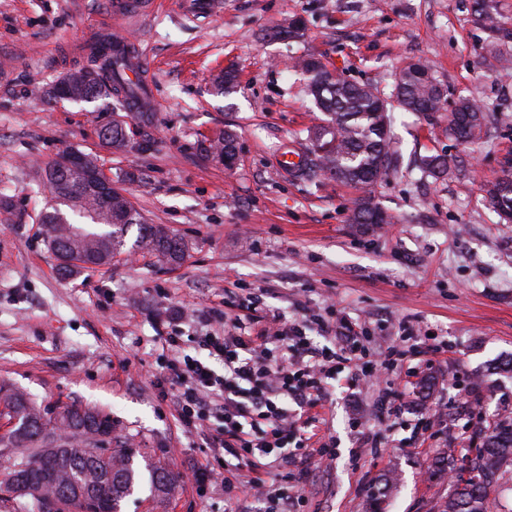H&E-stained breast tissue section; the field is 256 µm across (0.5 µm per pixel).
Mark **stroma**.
<instances>
[{
	"label": "stroma",
	"mask_w": 512,
	"mask_h": 512,
	"mask_svg": "<svg viewBox=\"0 0 512 512\" xmlns=\"http://www.w3.org/2000/svg\"><path fill=\"white\" fill-rule=\"evenodd\" d=\"M111 0H0V385L24 392L48 413L95 405L142 461L165 466L173 491L153 499L135 490L124 512H258L253 492L228 497L221 485L199 494L188 476L223 468L206 434L178 422L174 389L157 360L160 330L176 313L182 353L225 289H244L316 335L327 303L359 323L374 350H417L427 368L406 388L387 428L375 416L378 392L328 384L320 434L336 444L328 466L292 458L290 495L302 512H442L456 489L440 460L463 457L478 429L512 424V224L499 223L483 192L512 153V68L484 56L486 35L471 21L472 0H221L194 14L165 0L135 24L115 21ZM298 19L304 35L273 37ZM104 31L145 55L154 86L144 121L117 97L47 103L52 87L88 64L79 42ZM314 55L353 82L394 96L410 60L427 64L449 101L468 98L501 109L488 138L463 147L443 117L393 104L391 131L400 167L372 188L283 173L281 152L308 150L321 114L305 93L295 58ZM235 71L233 89L215 80ZM122 123L124 147L102 139ZM237 134L232 166L201 151L225 129ZM67 151L95 154L112 186L146 223L181 237L187 256L173 266L139 251L72 276L44 240L35 215L48 193L41 169ZM440 155L460 176L432 178L420 157ZM370 198L390 224H355L353 203ZM448 343L434 353L435 339ZM437 415L441 434L422 437L419 420ZM362 419L363 435L349 421Z\"/></svg>",
	"instance_id": "1"
}]
</instances>
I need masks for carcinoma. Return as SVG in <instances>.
I'll list each match as a JSON object with an SVG mask.
<instances>
[{"label":"carcinoma","mask_w":512,"mask_h":512,"mask_svg":"<svg viewBox=\"0 0 512 512\" xmlns=\"http://www.w3.org/2000/svg\"><path fill=\"white\" fill-rule=\"evenodd\" d=\"M472 22L488 36L491 54L502 67L512 57L498 47L512 41V18L504 15L496 0H474ZM131 51L114 41L94 44L86 69L95 73L90 85H72L68 95L83 102L109 98L114 94L133 95L124 81L130 67ZM297 65L309 76L307 93L319 111L323 123L309 130L308 138L327 145L323 152H310L300 164V174L308 177L329 175L330 179L352 185L374 186L382 182L399 163V150L391 135L389 102L373 87L349 82L339 72L329 70L313 56L298 59ZM396 101L410 112L434 115L441 110L442 90L435 79L419 76L417 65L403 66L395 85ZM448 130L456 139L470 145L482 136H472V128L448 115ZM235 134L225 131L201 147L222 159L233 155ZM423 167L434 177L449 176L454 170L440 155L422 159ZM44 173L59 182L65 190L60 206L40 214L44 238L60 260V270L70 275L89 265L100 266L125 252L126 233L139 226L135 246L143 251L177 264L185 258V243L159 224H146L130 201L122 194L112 197V208L106 209L85 192L81 175L65 172L64 159L54 161ZM484 191L497 212L500 223L512 218V175L501 177L484 186ZM354 219L366 224H387L389 216L362 198L354 203ZM0 406L8 409L16 424L12 437L0 439V456L11 460L3 478L15 477L29 488L25 498L31 500L35 512H53L48 501L60 488L80 491L70 502L71 512H121V503L143 481L151 493L169 496L172 486L165 475L151 463L140 468L136 453L127 441L112 442L114 423L109 414L94 406L70 405L52 418L42 412L23 393L0 386ZM116 444L112 455L104 459L99 449ZM482 464L472 468L474 475L458 481V491L445 512H488L489 489L496 480L497 467L512 461V425L494 427L483 437L480 446L471 449ZM38 462L36 470L26 465ZM107 486L110 495H98Z\"/></svg>","instance_id":"carcinoma-1"}]
</instances>
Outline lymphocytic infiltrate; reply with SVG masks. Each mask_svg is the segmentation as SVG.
<instances>
[{
  "instance_id": "obj_1",
  "label": "lymphocytic infiltrate",
  "mask_w": 512,
  "mask_h": 512,
  "mask_svg": "<svg viewBox=\"0 0 512 512\" xmlns=\"http://www.w3.org/2000/svg\"><path fill=\"white\" fill-rule=\"evenodd\" d=\"M257 311V300L242 303L233 292H225L223 308L211 311L220 330L197 339L202 357L180 355L178 337L164 332L159 340L168 354L160 367L177 387L183 427L193 430L218 421L209 440L211 452L220 455L236 448L251 457L247 481H240L230 468L221 474L201 469L194 475L197 485L220 480L229 492L244 484L267 503L285 506L290 497L268 483L269 466L288 465L293 446L311 457L334 454L329 442L314 443L301 431L319 422L328 379L345 375L349 388L355 389L393 363L401 364L407 378L416 376L418 367L408 352L393 348L367 359L357 324L346 319L319 318L322 332L339 336L338 344L329 346L306 336L300 325L283 322L280 313L261 320ZM215 360L223 363V372L212 368Z\"/></svg>"
}]
</instances>
